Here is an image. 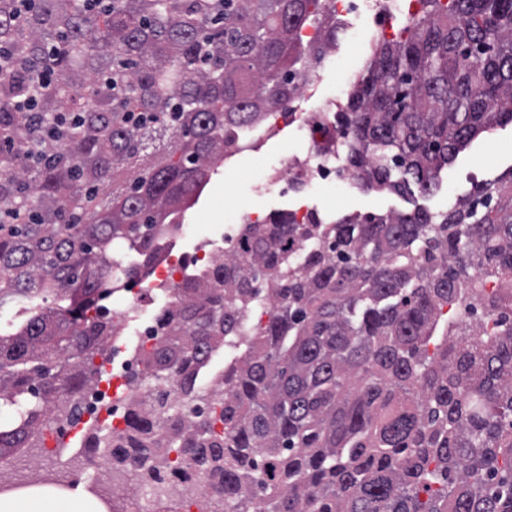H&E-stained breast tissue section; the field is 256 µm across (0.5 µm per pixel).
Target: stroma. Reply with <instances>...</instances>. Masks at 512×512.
I'll use <instances>...</instances> for the list:
<instances>
[{
    "mask_svg": "<svg viewBox=\"0 0 512 512\" xmlns=\"http://www.w3.org/2000/svg\"><path fill=\"white\" fill-rule=\"evenodd\" d=\"M373 46L374 41L367 36L364 26L344 21L335 50L315 66L321 76L315 88L316 99L345 104L355 84L366 73ZM295 149L293 141L273 138L259 152L244 151L216 165L206 195L185 214L186 238L192 241L202 232L235 223L238 211L243 207L267 213L287 209L290 198L276 193L258 194L259 171L276 158L291 155ZM511 170L512 125L509 124L488 130L461 152L448 169L442 171L433 194L400 195L357 183L341 187L335 205H327L324 195L316 191L311 193L309 203L320 212L332 210L340 217L410 212L418 208L437 214L455 207L460 200L473 194L477 186L499 181Z\"/></svg>",
    "mask_w": 512,
    "mask_h": 512,
    "instance_id": "1",
    "label": "stroma"
}]
</instances>
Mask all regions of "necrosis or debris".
I'll return each instance as SVG.
<instances>
[{
	"label": "necrosis or debris",
	"instance_id": "4bbe7bcc",
	"mask_svg": "<svg viewBox=\"0 0 512 512\" xmlns=\"http://www.w3.org/2000/svg\"><path fill=\"white\" fill-rule=\"evenodd\" d=\"M285 131L300 150L281 158L268 169L266 186L269 190L301 192L311 186L333 189L353 182L354 175L346 157L335 148L336 143L347 138L348 132L337 123L330 103L318 102L307 109L287 104L274 125L245 129L243 139L254 147ZM236 226L197 240L188 251L179 238H170L148 279L126 283V303L114 312L122 334L112 341V359L105 366L106 377L84 392L76 422L66 425L60 432L61 437L82 438L91 431L124 428V406L131 394L129 379L139 371L136 359L126 354L128 346L144 351L157 343L160 337L158 309L170 304L175 288L190 270L212 268L223 257L225 245L236 235Z\"/></svg>",
	"mask_w": 512,
	"mask_h": 512
}]
</instances>
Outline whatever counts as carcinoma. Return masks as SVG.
Returning <instances> with one entry per match:
<instances>
[{
    "mask_svg": "<svg viewBox=\"0 0 512 512\" xmlns=\"http://www.w3.org/2000/svg\"><path fill=\"white\" fill-rule=\"evenodd\" d=\"M416 4L336 148L366 187L428 194L512 124V0ZM309 26L336 46L324 0H0V307L24 301L0 330V461L73 421L112 358L98 302L148 275L224 152L299 94ZM158 322L130 380L154 387L85 441L112 471L161 490L175 451L205 512H512V172L438 215L244 224Z\"/></svg>",
    "mask_w": 512,
    "mask_h": 512,
    "instance_id": "1",
    "label": "carcinoma"
}]
</instances>
